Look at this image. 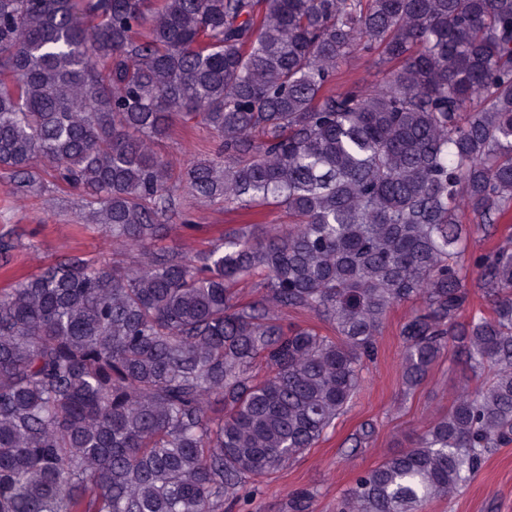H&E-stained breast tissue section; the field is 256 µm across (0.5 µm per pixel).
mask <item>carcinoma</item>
I'll use <instances>...</instances> for the list:
<instances>
[{"label": "carcinoma", "instance_id": "carcinoma-1", "mask_svg": "<svg viewBox=\"0 0 512 512\" xmlns=\"http://www.w3.org/2000/svg\"><path fill=\"white\" fill-rule=\"evenodd\" d=\"M356 50L383 80L330 90ZM178 123L214 154L158 153ZM0 170L112 242L0 292V512H224L347 412L405 303L404 391L445 356L466 385L338 512H422L512 443V0H0ZM179 191L288 221L188 252Z\"/></svg>", "mask_w": 512, "mask_h": 512}]
</instances>
